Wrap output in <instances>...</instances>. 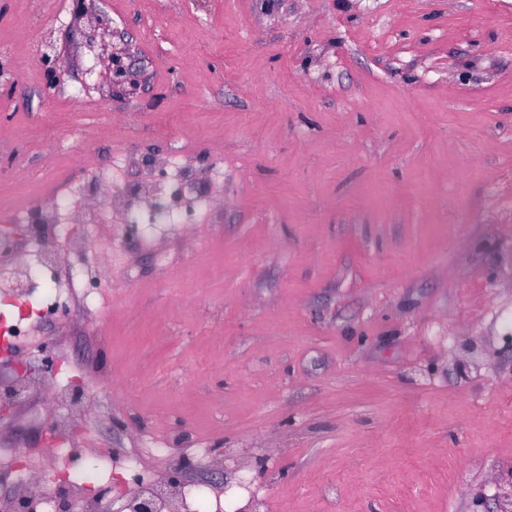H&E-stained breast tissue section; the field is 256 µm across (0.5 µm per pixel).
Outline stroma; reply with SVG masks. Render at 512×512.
<instances>
[{
    "label": "stroma",
    "mask_w": 512,
    "mask_h": 512,
    "mask_svg": "<svg viewBox=\"0 0 512 512\" xmlns=\"http://www.w3.org/2000/svg\"><path fill=\"white\" fill-rule=\"evenodd\" d=\"M0 0V202L122 190L188 150L199 224H70L107 257L66 322L0 351L56 371L0 420V496L58 443L186 467L197 512H499L512 478V0ZM129 44L136 85L98 46ZM60 81L46 95L41 54ZM242 468L251 489L195 451Z\"/></svg>",
    "instance_id": "stroma-1"
}]
</instances>
